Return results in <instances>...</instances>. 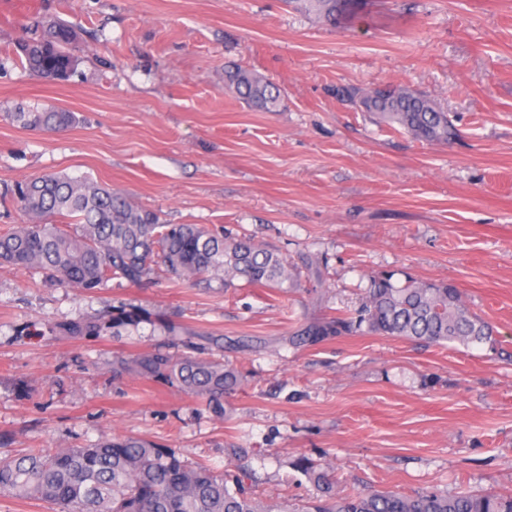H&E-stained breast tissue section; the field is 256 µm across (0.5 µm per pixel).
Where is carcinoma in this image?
Wrapping results in <instances>:
<instances>
[{"label":"carcinoma","mask_w":512,"mask_h":512,"mask_svg":"<svg viewBox=\"0 0 512 512\" xmlns=\"http://www.w3.org/2000/svg\"><path fill=\"white\" fill-rule=\"evenodd\" d=\"M285 2L334 21L352 11L357 0ZM73 42L70 26L39 24L18 41V63L38 79L63 81L80 63ZM224 84L262 112L279 106L277 86L253 70H226ZM337 93L376 123L417 140L441 143L453 133L448 113L409 88L345 86ZM7 117L36 133L65 132L76 122L72 112L39 107H20ZM8 193L35 221L0 232V267H25L86 291L102 289L114 277L139 284L158 264L181 280L217 279L226 288L236 279L279 290L296 281L288 261L274 251L249 239L228 240L198 224H166L157 212L135 206L89 178L49 172L17 183ZM149 321L143 307L123 304L107 315L54 324L52 330L70 337L118 336ZM353 333L497 350L493 327L469 311L458 288L412 277L399 284L390 274L370 279L355 315L308 323L289 341L311 346ZM183 346L185 353L158 348L123 357L116 365L143 380L175 384L204 402L215 417H228L231 409L224 397L241 387L242 372L221 358L202 356L203 348L191 340ZM292 467L316 491L297 507L254 494L246 486L251 473L238 466L218 472L146 439L102 437L83 446L31 448L0 459V497L46 503L52 512H512V492L384 491L352 496L338 492L330 474L307 457L297 458Z\"/></svg>","instance_id":"cac0c4a2"}]
</instances>
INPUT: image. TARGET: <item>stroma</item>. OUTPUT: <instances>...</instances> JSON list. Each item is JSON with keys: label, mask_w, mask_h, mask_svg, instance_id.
I'll return each mask as SVG.
<instances>
[{"label": "stroma", "mask_w": 512, "mask_h": 512, "mask_svg": "<svg viewBox=\"0 0 512 512\" xmlns=\"http://www.w3.org/2000/svg\"><path fill=\"white\" fill-rule=\"evenodd\" d=\"M73 25L68 82L12 54L34 20ZM261 73L277 111L251 108L224 71ZM407 86L457 136L387 130L336 89ZM74 113L60 134L6 118ZM46 172L91 178L169 224L247 236L295 266L288 291L188 283L156 269L87 292L0 267V457L103 435L153 440L224 470L248 448L258 496L301 499L291 463L328 467L347 493L512 492V360L354 334L314 347L300 325L354 313L372 276L458 288L512 353V0H360L332 24L283 0H0V192ZM123 303L224 339L243 385L215 419L177 386L113 375L160 332L66 338L56 322Z\"/></svg>", "instance_id": "1"}]
</instances>
